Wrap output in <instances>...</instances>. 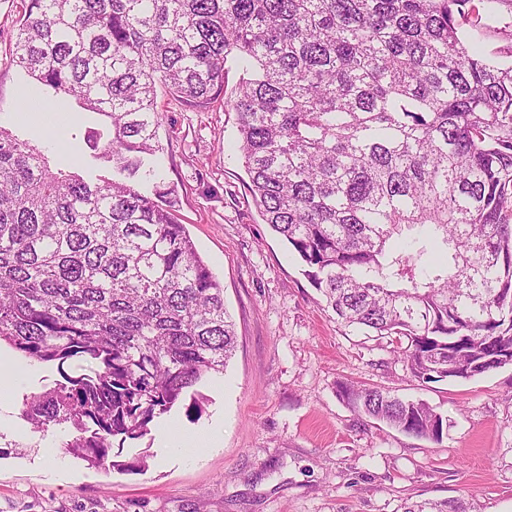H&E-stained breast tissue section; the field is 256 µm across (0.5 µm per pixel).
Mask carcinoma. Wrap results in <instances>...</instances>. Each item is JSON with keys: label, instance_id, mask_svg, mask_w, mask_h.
Instances as JSON below:
<instances>
[{"label": "carcinoma", "instance_id": "1", "mask_svg": "<svg viewBox=\"0 0 512 512\" xmlns=\"http://www.w3.org/2000/svg\"><path fill=\"white\" fill-rule=\"evenodd\" d=\"M494 0H27L11 55L109 119L97 175L53 168L0 126V342L89 374L24 401L94 467L235 350L224 288L175 213L157 89L236 114L243 181L348 327L389 340L420 384L512 365V64L480 49ZM468 32H463L464 26ZM243 72L224 95L225 63ZM354 411L443 440L448 419L379 387ZM402 512H467L461 499Z\"/></svg>", "mask_w": 512, "mask_h": 512}]
</instances>
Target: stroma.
Instances as JSON below:
<instances>
[{
    "mask_svg": "<svg viewBox=\"0 0 512 512\" xmlns=\"http://www.w3.org/2000/svg\"><path fill=\"white\" fill-rule=\"evenodd\" d=\"M24 0H0V125L51 159L85 152L94 114L28 79L9 61ZM483 49L497 60L512 46V0L483 13ZM164 177L176 211L224 287L237 348L224 373L200 391V414L174 407L148 435L113 446L146 472L106 471L66 448L62 426L33 431L23 400L89 372L0 345L21 375L0 397V512H398L401 503L461 498L469 512H512V365L469 381H413L386 340L337 322L305 278L298 257L259 216L238 178L234 112H200L157 96ZM341 382L424 400L448 418L442 442L359 415ZM183 436L220 432L216 447L184 453Z\"/></svg>",
    "mask_w": 512,
    "mask_h": 512,
    "instance_id": "35a3bbf8",
    "label": "stroma"
}]
</instances>
